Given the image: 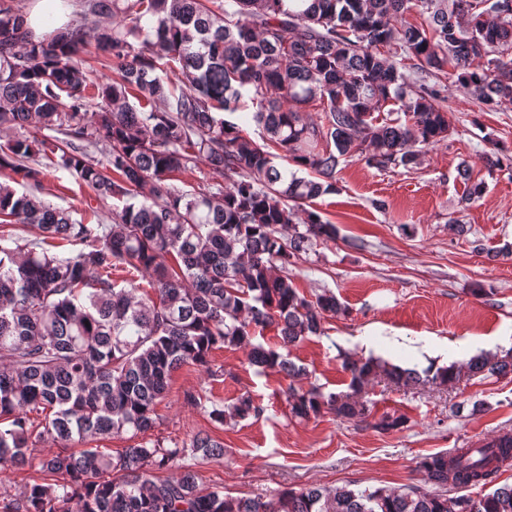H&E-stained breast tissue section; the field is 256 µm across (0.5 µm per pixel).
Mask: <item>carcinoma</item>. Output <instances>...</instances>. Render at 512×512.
Wrapping results in <instances>:
<instances>
[{
  "mask_svg": "<svg viewBox=\"0 0 512 512\" xmlns=\"http://www.w3.org/2000/svg\"><path fill=\"white\" fill-rule=\"evenodd\" d=\"M411 2L85 0L79 24L38 41L21 9L0 3V127L33 128L0 144V171L38 186L43 158L99 199L123 203L111 223H85L0 183V474L33 466L46 474L10 512H512V485L476 499L448 495L495 481L512 458L509 432L421 458L424 486H308L270 500L199 487L194 461L224 454L209 435L115 455L92 447L153 430L172 373L192 364L217 375L208 360L216 348L248 346L264 371L303 373L279 350L250 345L251 331L275 326L288 351L345 313L330 292L307 299L288 266L336 239V225L312 205L336 191L342 163L408 167L417 147L448 137L440 91L408 94L412 75L450 68L477 102L512 101V8L501 7L512 0H417L418 22L406 17ZM105 15L119 22L95 24ZM91 43L112 57L111 80L83 67L79 52ZM311 106L321 122L303 116ZM227 114L251 119L262 142ZM199 159L216 182L184 194L173 177ZM18 226L35 238L17 235ZM64 246L69 255L54 252ZM127 269L148 276L154 295L119 285L114 272ZM342 365L349 391L290 387L291 417L328 408L363 420L373 376L435 385L464 373L506 376L512 353L481 352L423 377L350 353ZM260 412L243 394L231 412L214 406L208 416L224 425ZM39 443L54 450L36 454ZM76 444L86 448L70 451ZM175 465L166 478L150 472Z\"/></svg>",
  "mask_w": 512,
  "mask_h": 512,
  "instance_id": "carcinoma-1",
  "label": "carcinoma"
}]
</instances>
